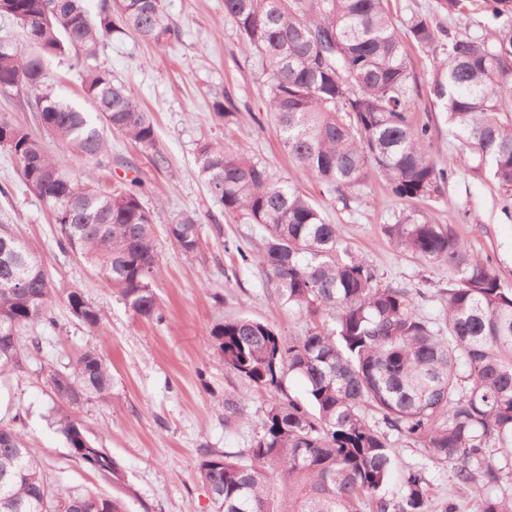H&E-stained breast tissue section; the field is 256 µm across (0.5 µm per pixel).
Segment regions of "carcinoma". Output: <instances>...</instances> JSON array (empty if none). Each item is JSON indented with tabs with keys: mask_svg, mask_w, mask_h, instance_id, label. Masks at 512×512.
Here are the masks:
<instances>
[{
	"mask_svg": "<svg viewBox=\"0 0 512 512\" xmlns=\"http://www.w3.org/2000/svg\"><path fill=\"white\" fill-rule=\"evenodd\" d=\"M385 0H224L243 51L268 76V114L284 150L307 175L340 191L370 170L411 207L386 228L400 251L448 267L436 318L417 314L410 291L382 285L356 258L337 227L296 186L274 179L267 162L203 141L199 170L224 216L263 227L258 247L236 246L256 264L288 313L324 318L287 338L249 316L218 317L210 348L224 367L257 392L283 391L289 374L305 384L267 406L250 445L201 451L199 481L214 512H512V288L489 259L474 254L447 224L412 207L439 191L457 161L437 164L431 128L412 123L416 77ZM498 22L489 36L451 35L413 16L408 35L436 50L430 93L462 145V158L487 163L512 200V0H485ZM18 42L0 41V92L24 90L42 132L68 151L102 166L107 133L124 136L153 163L167 157L153 123L112 73L97 63L102 42L133 32L165 46L178 38L163 0H0ZM72 51L84 58L80 108L47 92L43 59ZM222 124L233 112L211 101ZM0 147L17 161L22 182L50 210L58 246L95 268L139 316L163 320L152 289L158 273L153 212L137 180L102 186L74 177L65 158L49 153L28 128L0 115ZM187 256L199 252L198 219L168 225ZM54 293L39 255L0 224V364H20L25 332L47 325ZM72 317L89 329L99 309L83 292L66 294ZM61 407L57 425L72 456L102 475L118 476L108 449L88 437L76 411L91 399H112V368L96 348L48 375ZM425 449L408 465L397 491L390 433ZM451 473L436 502L430 468ZM38 456L26 436L0 427V512H127L117 497L78 493L54 504Z\"/></svg>",
	"mask_w": 512,
	"mask_h": 512,
	"instance_id": "carcinoma-1",
	"label": "carcinoma"
}]
</instances>
